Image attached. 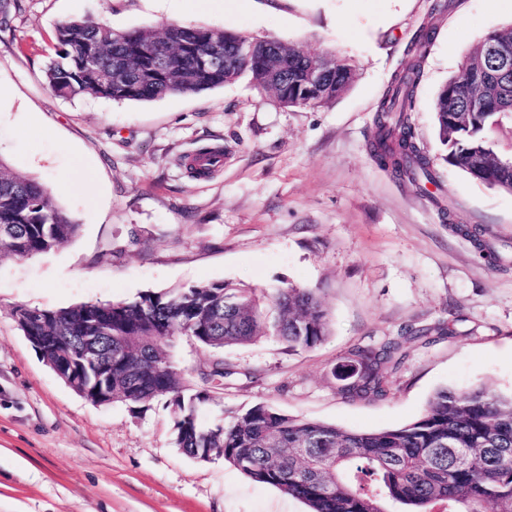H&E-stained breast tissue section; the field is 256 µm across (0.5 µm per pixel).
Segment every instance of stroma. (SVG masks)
Instances as JSON below:
<instances>
[{
	"label": "stroma",
	"instance_id": "1",
	"mask_svg": "<svg viewBox=\"0 0 512 512\" xmlns=\"http://www.w3.org/2000/svg\"><path fill=\"white\" fill-rule=\"evenodd\" d=\"M20 0L0 29V160L38 178L79 224L32 258L0 261V512H307L279 489L214 457L185 455L163 401L100 405L68 387L18 329L16 306L131 302L215 282L317 289L330 334L309 350L273 338L231 346L232 381L213 387L202 424L257 403L306 420L375 432L418 419L441 388L512 394V193L443 161L433 106L489 32L512 27V0ZM170 23L229 29L350 58L335 102L283 108L247 78L141 102L54 93L45 71L56 29ZM436 35L408 118L438 184L418 188L370 155L380 103L420 26ZM222 164L192 176L202 145ZM480 228L490 265L454 230ZM450 335L406 341L388 396L346 398L336 367L356 346L410 326ZM171 351L199 382L214 352L184 336Z\"/></svg>",
	"mask_w": 512,
	"mask_h": 512
}]
</instances>
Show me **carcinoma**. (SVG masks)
<instances>
[{
    "label": "carcinoma",
    "instance_id": "carcinoma-1",
    "mask_svg": "<svg viewBox=\"0 0 512 512\" xmlns=\"http://www.w3.org/2000/svg\"><path fill=\"white\" fill-rule=\"evenodd\" d=\"M436 28L422 25L409 48L411 64L396 75L374 119L369 151L377 163L414 185L437 183L433 161L418 147L408 121L420 78V60ZM512 33L491 32L471 51L468 72L446 82L434 103L444 160L486 186L512 193V154L500 152L488 132L512 121V69L487 82L479 70L485 44ZM56 58L46 70L49 87L66 98L90 94L108 100L150 101L170 94H196L250 77L281 103L315 106L338 99L351 85L347 59L317 89L309 87L310 53L278 44L285 61L280 84L272 83L263 59L243 50L246 38L232 30L169 25L158 35L146 29L115 30L101 21L74 19L57 28ZM226 63L203 64L213 49ZM217 151L203 147L188 163L205 173ZM73 223L39 180L16 175L0 163V256L30 258L77 235ZM489 262L498 252L482 230L468 231ZM100 304L42 308L46 323L32 322L36 336L59 331L80 350L94 346L112 366V402L142 408L164 399L173 415L175 443L186 455L218 456L244 476L302 500L309 512H512V397L482 385L438 390L424 413L406 425L353 432L288 416L256 404L223 411L205 427L199 408L211 400L208 384L234 375L223 358L192 383L170 347L187 336L221 352L273 336L290 350H307L329 335L327 309L314 288L288 286L262 291L222 282L165 293H145L112 308V337L87 312ZM449 328H407L401 336L357 346L334 371L347 398L379 400L403 357V342H434Z\"/></svg>",
    "mask_w": 512,
    "mask_h": 512
}]
</instances>
